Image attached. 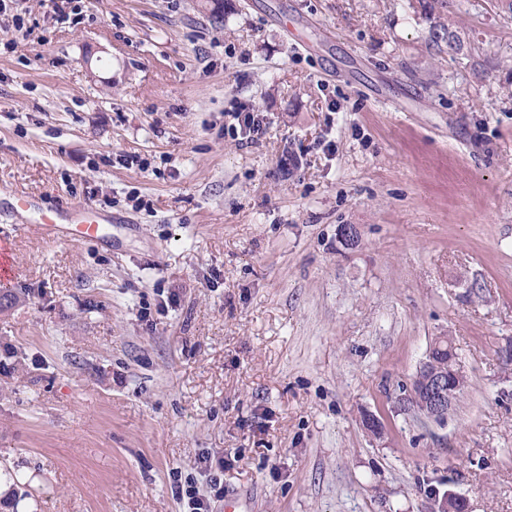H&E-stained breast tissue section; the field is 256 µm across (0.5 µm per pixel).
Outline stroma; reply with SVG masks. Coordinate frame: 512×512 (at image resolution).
Instances as JSON below:
<instances>
[{
    "mask_svg": "<svg viewBox=\"0 0 512 512\" xmlns=\"http://www.w3.org/2000/svg\"><path fill=\"white\" fill-rule=\"evenodd\" d=\"M4 2L0 481L23 476L22 512H182L206 453L236 512H512L499 0ZM238 102L259 140L225 137ZM61 203L109 242L45 238ZM443 334L469 385L425 424L396 398Z\"/></svg>",
    "mask_w": 512,
    "mask_h": 512,
    "instance_id": "1",
    "label": "stroma"
}]
</instances>
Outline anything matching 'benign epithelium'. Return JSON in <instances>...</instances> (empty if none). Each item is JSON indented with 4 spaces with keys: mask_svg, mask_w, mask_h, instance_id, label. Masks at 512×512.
Masks as SVG:
<instances>
[{
    "mask_svg": "<svg viewBox=\"0 0 512 512\" xmlns=\"http://www.w3.org/2000/svg\"><path fill=\"white\" fill-rule=\"evenodd\" d=\"M424 363V369L414 375L408 393L399 397L398 402L411 403L431 421H443L458 397L462 372L453 361L446 364L428 358Z\"/></svg>",
    "mask_w": 512,
    "mask_h": 512,
    "instance_id": "obj_1",
    "label": "benign epithelium"
}]
</instances>
